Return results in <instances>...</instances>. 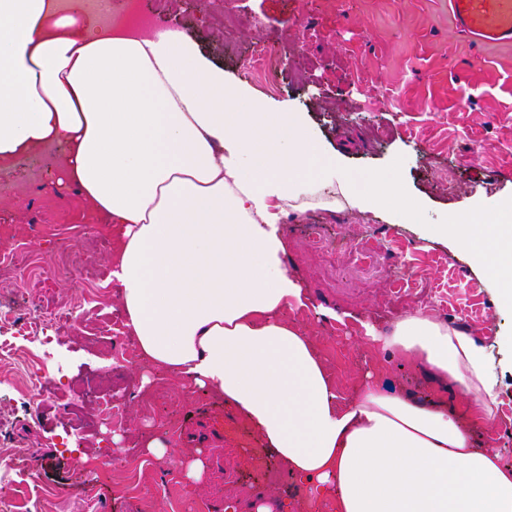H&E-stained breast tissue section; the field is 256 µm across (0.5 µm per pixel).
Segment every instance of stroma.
Listing matches in <instances>:
<instances>
[{"label":"stroma","mask_w":512,"mask_h":512,"mask_svg":"<svg viewBox=\"0 0 512 512\" xmlns=\"http://www.w3.org/2000/svg\"><path fill=\"white\" fill-rule=\"evenodd\" d=\"M187 0L160 9L140 0L158 28L178 27L252 102L302 113L324 154L336 157L351 184L377 181L382 202L361 211L337 181L320 202L288 208L279 228L285 262L307 303V326L342 400L366 374L419 402L461 407L462 392L440 384L428 366L374 353L364 324L390 332L407 314L458 327L487 346L497 367L498 404L512 406V311L500 287L471 256L428 224H456L512 204V47L473 45L459 33L448 0ZM274 47V83L241 62L253 44ZM64 147L54 143L0 164V244L43 259L71 261L97 241L96 264L109 275L113 239L78 187L55 182ZM411 215L394 223L397 200ZM77 282L59 272L19 283L0 275V303L27 308L74 296ZM441 307H433V300ZM47 377L77 385L111 371L124 409L121 423L76 429L64 401L41 403L24 376L0 366V475L23 483L40 512H311L320 491L286 467L223 399L186 391L167 377L141 387V364L112 362L104 341L61 325ZM165 432L182 453L201 452L206 472L190 484L174 458L143 454ZM98 457L104 478L91 480L80 456Z\"/></svg>","instance_id":"obj_1"}]
</instances>
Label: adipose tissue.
<instances>
[{
  "mask_svg": "<svg viewBox=\"0 0 512 512\" xmlns=\"http://www.w3.org/2000/svg\"><path fill=\"white\" fill-rule=\"evenodd\" d=\"M246 89L174 28L129 33L83 0H0V163L65 144L59 180L109 224L125 327L152 370L223 397L332 512H512V467L477 448L454 409L363 383L340 404L306 331L272 201L311 196L321 161L300 113L239 104ZM512 308V206L437 224ZM377 351L426 364L482 423L499 375L485 346L416 314Z\"/></svg>",
  "mask_w": 512,
  "mask_h": 512,
  "instance_id": "1",
  "label": "adipose tissue"
}]
</instances>
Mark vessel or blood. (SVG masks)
Listing matches in <instances>:
<instances>
[{
  "label": "vessel or blood",
  "instance_id": "obj_1",
  "mask_svg": "<svg viewBox=\"0 0 512 512\" xmlns=\"http://www.w3.org/2000/svg\"><path fill=\"white\" fill-rule=\"evenodd\" d=\"M456 29L478 46H512V0H448Z\"/></svg>",
  "mask_w": 512,
  "mask_h": 512
}]
</instances>
